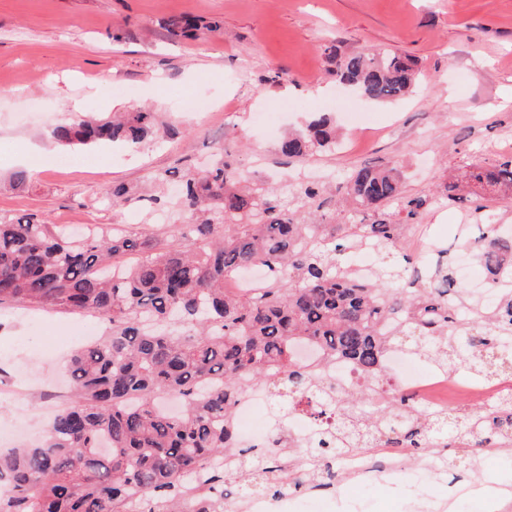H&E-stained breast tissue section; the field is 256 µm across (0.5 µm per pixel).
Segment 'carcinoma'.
Returning a JSON list of instances; mask_svg holds the SVG:
<instances>
[{"label":"carcinoma","mask_w":512,"mask_h":512,"mask_svg":"<svg viewBox=\"0 0 512 512\" xmlns=\"http://www.w3.org/2000/svg\"><path fill=\"white\" fill-rule=\"evenodd\" d=\"M334 74L360 96L395 103L418 84L415 64L392 50L363 47L336 58ZM152 112L65 123L50 136L61 146L140 144L152 132ZM336 144L329 117L307 133L288 136L280 152L304 159ZM468 177L489 186L512 185V161ZM179 214L188 219L170 241L137 237L120 227L90 231L75 241L49 224L0 215V304L23 302L91 312L111 326L109 335L78 351L68 372L72 394L53 418L47 441L0 455V512H230L227 480L277 495L283 463L320 481L329 461L368 446L409 444L430 450L448 430V412H428L401 394L384 374L382 356L411 344L438 365L448 360L452 336L468 329V358L479 372L504 362L501 340L512 339V295L494 311L458 324L452 302L468 292L451 287L442 266L439 288H406L411 257L402 252L404 225L375 214L394 206L413 219L426 199L402 189L395 166L364 167L350 178L346 199L366 215L330 224L315 208L322 189L301 183L292 205L260 187L224 159L184 173ZM369 244L396 261L365 280L350 268L354 251ZM494 282L512 276V238L495 225L475 242ZM249 266L267 268L258 295L226 287ZM322 357H339L358 379L334 405L316 403L333 388L292 351L300 344ZM311 404L315 434L292 446L274 437L270 456H238L232 421L236 402L254 386ZM454 437L475 448L512 433V394L495 411L459 412ZM197 484L188 489L186 477Z\"/></svg>","instance_id":"carcinoma-1"}]
</instances>
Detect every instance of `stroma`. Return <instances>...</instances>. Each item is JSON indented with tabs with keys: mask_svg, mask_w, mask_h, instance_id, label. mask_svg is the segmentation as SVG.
I'll use <instances>...</instances> for the list:
<instances>
[{
	"mask_svg": "<svg viewBox=\"0 0 512 512\" xmlns=\"http://www.w3.org/2000/svg\"><path fill=\"white\" fill-rule=\"evenodd\" d=\"M221 22L174 37V18ZM390 49L414 59L419 85L404 101H361L337 86L334 56ZM125 86L131 96L115 94ZM212 107L191 112L200 96ZM145 108L159 130L142 144L64 149L52 127L87 114ZM273 115L264 123L262 113ZM328 113L343 136L305 161L282 157L285 132ZM45 153L29 180L13 185V160L31 144ZM256 182L281 186L298 176L324 185L333 215L348 178L365 166L398 163L407 195L426 198L417 219L394 215L405 248L424 263L440 241L449 269L471 255L487 222L512 236V192L470 181L472 167L512 160V0H0V214L47 224L123 226L172 238L178 182L165 204L113 205L112 186L146 187L150 174L184 170L216 153ZM95 315L58 308L17 310L0 324V451L40 443L57 401L69 394L72 352L105 334ZM450 473L421 471L412 483L369 487L336 480L337 493L367 496L371 512H411L414 499H443L458 484L455 512H481L480 481L512 490V458L450 442Z\"/></svg>",
	"mask_w": 512,
	"mask_h": 512,
	"instance_id": "obj_1",
	"label": "stroma"
}]
</instances>
